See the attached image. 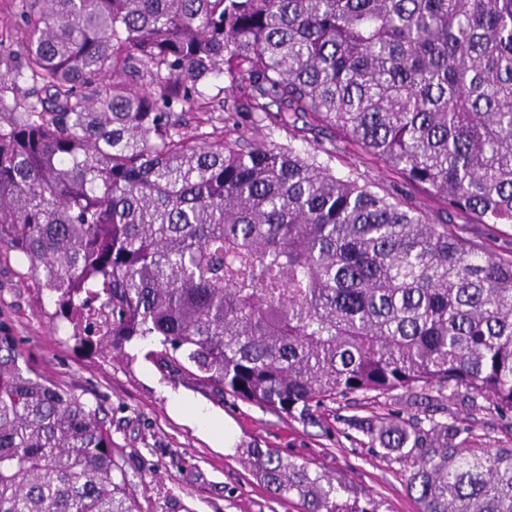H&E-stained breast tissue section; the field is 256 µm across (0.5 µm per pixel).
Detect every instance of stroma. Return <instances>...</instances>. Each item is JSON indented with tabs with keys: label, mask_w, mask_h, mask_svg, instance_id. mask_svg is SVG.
<instances>
[{
	"label": "stroma",
	"mask_w": 512,
	"mask_h": 512,
	"mask_svg": "<svg viewBox=\"0 0 512 512\" xmlns=\"http://www.w3.org/2000/svg\"><path fill=\"white\" fill-rule=\"evenodd\" d=\"M337 175H353L392 184L383 164L337 154L324 159ZM0 307L8 308L12 326L33 354L39 369L71 387L90 403L101 404L113 449L136 491L141 512H303L297 498L276 497L243 462V448H273L307 460L340 479L351 493L371 498L378 512H419L407 489L411 461L398 459L350 426V417L374 415L403 419L404 407L389 400L371 408L331 404L307 423L232 395L217 401L169 374L149 353L154 341L135 340L122 354L91 353L79 348L66 331H52L55 306L38 301L18 259L0 263ZM193 402L233 420L238 435L231 447L213 444L170 408L171 396ZM479 446L512 447V423L490 415H460Z\"/></svg>",
	"instance_id": "1"
}]
</instances>
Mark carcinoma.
Masks as SVG:
<instances>
[{
	"label": "carcinoma",
	"mask_w": 512,
	"mask_h": 512,
	"mask_svg": "<svg viewBox=\"0 0 512 512\" xmlns=\"http://www.w3.org/2000/svg\"><path fill=\"white\" fill-rule=\"evenodd\" d=\"M0 254L80 347L155 336L165 369L302 421L426 400L381 431L419 512H512V0H19L0 18ZM226 80L232 98L205 89ZM248 117L245 127L234 116ZM328 134L450 220L259 136ZM247 463L305 512L336 477ZM0 512H140L112 435L0 309ZM454 408L463 410L460 401H455ZM459 425L472 428L476 442L479 446L487 448H511L512 425L510 422L500 420L496 416L478 415L475 420L469 418L466 412L460 411Z\"/></svg>",
	"instance_id": "carcinoma-1"
}]
</instances>
